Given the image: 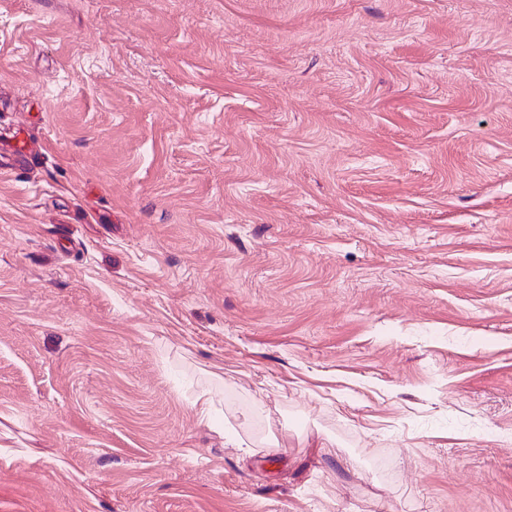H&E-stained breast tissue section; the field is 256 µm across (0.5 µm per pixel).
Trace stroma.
I'll use <instances>...</instances> for the list:
<instances>
[{
    "label": "stroma",
    "mask_w": 512,
    "mask_h": 512,
    "mask_svg": "<svg viewBox=\"0 0 512 512\" xmlns=\"http://www.w3.org/2000/svg\"><path fill=\"white\" fill-rule=\"evenodd\" d=\"M19 126L0 512H512V0H0ZM0 155L8 157L14 161L31 160L36 157L33 144L23 128H16L7 142H2Z\"/></svg>",
    "instance_id": "1"
}]
</instances>
